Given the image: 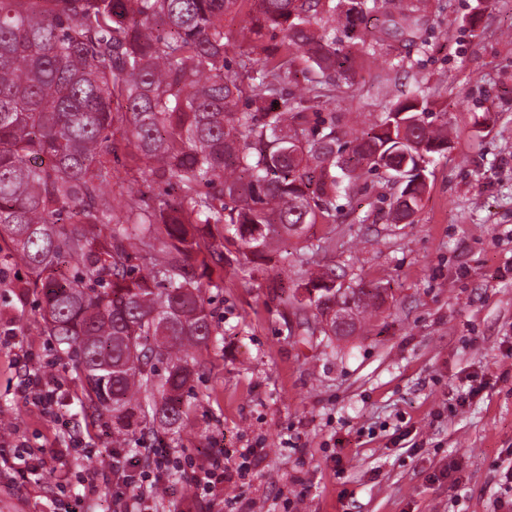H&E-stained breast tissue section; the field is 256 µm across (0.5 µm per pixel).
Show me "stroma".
Wrapping results in <instances>:
<instances>
[{
    "label": "stroma",
    "mask_w": 512,
    "mask_h": 512,
    "mask_svg": "<svg viewBox=\"0 0 512 512\" xmlns=\"http://www.w3.org/2000/svg\"><path fill=\"white\" fill-rule=\"evenodd\" d=\"M415 42L385 38L349 88L359 135L380 101L421 88L448 122L427 166L412 223L387 220L375 175L341 201L336 245L313 256L345 281L389 299L359 335L303 343L286 298L297 268L232 258L210 308L219 334L195 352L201 370L175 439L112 445V422L85 417L82 383L40 329V303L0 288V419L31 452L62 450L63 466L13 483L0 467V512H65L83 470L99 473L81 512H113L103 456L172 465L145 512H188L193 475L219 448L230 482L215 512H512V0H429ZM405 68L390 69L387 55ZM53 366L56 416L22 396L24 356ZM478 394L465 406L457 398Z\"/></svg>",
    "instance_id": "stroma-1"
}]
</instances>
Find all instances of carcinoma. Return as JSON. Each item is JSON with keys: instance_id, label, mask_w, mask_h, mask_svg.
<instances>
[{"instance_id": "obj_1", "label": "carcinoma", "mask_w": 512, "mask_h": 512, "mask_svg": "<svg viewBox=\"0 0 512 512\" xmlns=\"http://www.w3.org/2000/svg\"><path fill=\"white\" fill-rule=\"evenodd\" d=\"M403 0L380 31L416 37ZM247 9L238 31L224 13ZM382 0H0V260L38 293L42 333L74 351L83 410L112 419V444L162 442L187 420L193 352L219 335L207 292L227 246L288 262V240L324 251L336 198L363 176L391 190L398 223L426 189L416 159L448 149V122L418 91L352 142L326 104L345 98L377 43L344 46ZM241 49L239 60L227 59ZM301 73L305 94L288 88ZM128 149L132 186L112 194V156ZM410 155L402 183L381 170ZM142 182L143 187H133ZM169 190L153 194V185ZM317 224L328 235L313 243ZM302 288L316 299H299ZM290 303L304 342L336 315V270L301 271Z\"/></svg>"}]
</instances>
